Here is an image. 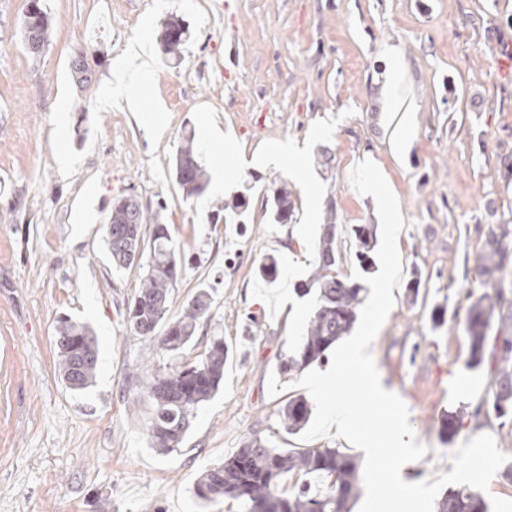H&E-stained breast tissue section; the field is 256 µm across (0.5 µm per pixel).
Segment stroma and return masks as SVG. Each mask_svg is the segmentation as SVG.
<instances>
[{"label": "stroma", "mask_w": 512, "mask_h": 512, "mask_svg": "<svg viewBox=\"0 0 512 512\" xmlns=\"http://www.w3.org/2000/svg\"><path fill=\"white\" fill-rule=\"evenodd\" d=\"M44 0L49 41L31 58L19 24L28 0H0V512H240L218 499L200 508L194 486L252 436L274 448L363 451L336 435L310 440L280 427L278 409L299 388L280 362L300 343L314 299L298 287L315 269L328 209H335L342 269L358 262L349 230L374 224L373 197L350 174L374 161L405 227L402 277L371 344L383 386L398 394L427 449L407 465L434 481L455 449L492 435L512 456V429L463 420L441 437L449 410L488 399L486 369H468L466 291L484 289L477 257L490 230L512 225V81L498 60L512 45V0ZM190 38L178 61L159 43L164 20ZM153 56L150 79L124 96L101 92L127 49ZM93 70L85 83L77 57ZM161 105V127L142 125L128 102ZM207 114L223 146L197 142L209 179L231 176L224 200H248L239 224L211 222L212 193L187 199L173 176L186 133ZM287 146L292 165L255 166ZM328 152L331 168L318 155ZM293 193L291 224L272 222L280 187ZM157 207L183 261L172 293L179 313L198 289L212 295L211 336L231 353L220 390L202 403L181 448L148 446L150 408L140 377L155 372L152 340L124 319L143 266L115 269L105 224L114 201ZM306 225L296 263L292 227ZM278 261L275 282L257 268ZM420 281L418 298L408 293ZM68 315L98 342L94 384L76 393L58 374L55 325Z\"/></svg>", "instance_id": "stroma-1"}]
</instances>
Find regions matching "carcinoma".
Returning <instances> with one entry per match:
<instances>
[{
  "label": "carcinoma",
  "instance_id": "carcinoma-1",
  "mask_svg": "<svg viewBox=\"0 0 512 512\" xmlns=\"http://www.w3.org/2000/svg\"><path fill=\"white\" fill-rule=\"evenodd\" d=\"M34 9L22 21L24 37L37 44L27 50L40 54L48 38L49 20L42 0H29ZM190 38L188 26L170 17L163 23L159 42L165 57L176 60ZM175 180L185 198L201 196L208 184L206 171L198 159L192 135L188 134L176 156ZM294 210L293 194L278 189L271 204V219L285 225ZM105 232L112 265L127 268L142 259L149 246L146 273L137 293L127 304L125 320L133 338L157 340V350L167 356L164 370L139 379L144 397L151 407L148 423L150 447L169 454L183 443L190 418L198 405L212 397L224 381V366L229 349L222 338H214L194 361L183 358L184 350L211 320V294L199 289L181 312L169 315L179 265L168 225L151 217L139 202L119 199L108 215ZM336 213L327 210L326 222L316 248V268L299 291L314 294L315 308L306 336L298 348L280 363L282 374L293 375L326 357L340 339L348 335L357 320L361 294L359 281L342 272L343 256L336 246ZM350 235L355 256L363 268L371 264L370 253L376 241L371 224H355ZM485 290L470 301L466 313L468 338L467 364L484 367L489 377L491 398L473 411L459 406L445 414L442 433L451 439L466 417L474 420L495 418L500 426L512 425V231H490L477 259ZM163 334L157 335L158 328ZM55 345L59 373L66 385L76 391L92 385L96 378L97 342L90 327L68 317L59 320ZM311 408L303 396H291L279 407L280 426L296 434L308 423ZM318 474L325 490L312 494L300 482L289 493L278 491L286 475L306 477ZM202 504L219 497L237 500L243 512H351V502L359 495V466L355 459L338 448H271L254 435L234 453L203 472L194 487ZM436 512H489L488 503L477 491L460 485L450 487L437 502Z\"/></svg>",
  "mask_w": 512,
  "mask_h": 512
}]
</instances>
